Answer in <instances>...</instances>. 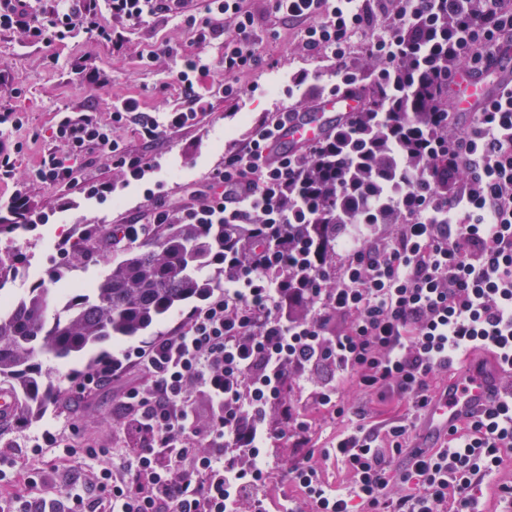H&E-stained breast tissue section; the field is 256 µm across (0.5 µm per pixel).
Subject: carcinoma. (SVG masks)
<instances>
[{"instance_id":"obj_1","label":"carcinoma","mask_w":512,"mask_h":512,"mask_svg":"<svg viewBox=\"0 0 512 512\" xmlns=\"http://www.w3.org/2000/svg\"><path fill=\"white\" fill-rule=\"evenodd\" d=\"M460 16L429 2L401 36V63L355 73L361 110L350 113L326 137L328 147L302 171L318 190L303 204L286 241L289 250L322 272L336 269L337 229L347 224H394L387 206L392 192L424 187L448 194L438 169L434 140L448 111V73L458 67L448 35L461 36ZM253 224H166L131 243L86 289L60 296L43 283L29 289L9 310L0 309V382L17 401L18 419L33 421L63 401L39 356L68 359L111 340L140 336L185 304L206 299L222 287L224 253L251 266L257 244ZM19 258L0 249V287L12 279Z\"/></svg>"}]
</instances>
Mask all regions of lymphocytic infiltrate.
Masks as SVG:
<instances>
[{
    "label": "lymphocytic infiltrate",
    "mask_w": 512,
    "mask_h": 512,
    "mask_svg": "<svg viewBox=\"0 0 512 512\" xmlns=\"http://www.w3.org/2000/svg\"><path fill=\"white\" fill-rule=\"evenodd\" d=\"M204 15L190 11L191 0H0V32H20L28 44L50 48L90 35L114 53L125 49V28L160 12L185 18L195 43L224 30V95L243 96L241 73L256 63L255 19L246 0H203ZM427 0H274L281 16L302 23V36L314 52L336 64L347 77L352 36L379 13L382 34L368 51L393 65L404 53L400 31ZM460 25L466 41L453 51L463 72L486 71L499 35L512 32V0H471ZM209 67L196 54L184 55L175 80L190 93L188 104L163 119L124 102L102 125L94 113H71L57 121L52 135L63 151H49L34 171L36 181L66 190L80 184L81 160L92 153L111 158L126 178L140 179L147 167L116 131L133 126L150 144L167 131L197 126L204 114L195 94L199 75ZM272 113L256 124L223 168L208 179L207 198L184 206L188 224H252L260 236L273 234L289 216L284 197L300 176L306 157L292 154L268 164L273 132L285 120ZM448 170L454 191L445 197L409 191L392 208L397 229L383 233L355 225L343 235L344 260L332 286L316 270L305 285L290 287V254L273 258L259 249L246 272H231L224 289L193 308L183 326L155 336L121 357L98 362L81 377L82 387L123 381L119 393L116 447L101 448L70 428L43 437L45 446L62 445L64 459L96 467L91 486H77L51 512H267L261 493L268 473L264 450L288 439L298 453L281 470L315 512H479L474 494L512 447V389L464 429H450L445 446L416 452L398 478H390L393 455L407 443L410 426L402 420L384 431L363 427L337 436L333 448L354 484L348 493L328 489L311 464L310 423L296 401L325 409L331 418L348 408L340 390L349 382L368 395H397L414 411L432 400L431 379L458 367L474 348L490 351L512 371V92L475 113L469 129L449 137ZM304 303L306 316H289L290 304ZM339 316L347 329L333 333ZM336 379L320 382V368ZM205 395L207 417L195 398ZM279 408L283 426L268 418Z\"/></svg>",
    "instance_id": "1"
}]
</instances>
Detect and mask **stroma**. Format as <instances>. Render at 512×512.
Masks as SVG:
<instances>
[{
    "label": "stroma",
    "mask_w": 512,
    "mask_h": 512,
    "mask_svg": "<svg viewBox=\"0 0 512 512\" xmlns=\"http://www.w3.org/2000/svg\"><path fill=\"white\" fill-rule=\"evenodd\" d=\"M247 4L255 18L257 62L240 75L245 93L235 100L225 98L219 85L224 41L233 35L229 29L223 37L199 47L183 18L159 13L127 29V51L122 55L113 54L110 47L86 34L52 50L31 46L16 32L0 34V67H8L11 73L9 82H0V113L13 111L23 118L22 128L10 135L12 141L21 143L22 150L15 156V184L0 183V222L12 221L10 197L18 184L28 192L33 203L31 215L36 219L34 225L0 236V248L23 258L19 278L25 287L52 280L62 288L73 280H96L107 260L123 257L125 244L105 245L102 256L78 262L65 278L58 280L54 273L62 259L63 242L101 224H127L140 219L150 191L158 195L171 221L181 220L187 198L195 191L207 192L208 176L223 168L225 156L238 148L251 126L291 102L300 110L315 105L325 89L336 83L334 62L309 50L299 24L276 15L272 0H247ZM166 47L172 48V55H163ZM197 52L210 65L209 73L200 78L197 86L207 109L203 121L190 129L167 131L149 148L142 146L131 128L119 131L131 148L144 150L152 162L141 180L124 181L111 160L97 154L83 167V186L61 192L29 180V173L41 157L59 146L51 137L58 113L92 110L102 124L108 125L113 109L131 97L139 101L141 112L151 116L180 109L188 97L173 75L182 55ZM296 81L301 82L303 92L289 96L288 87ZM103 181L112 185L111 199L100 201L84 194V186ZM187 313V308H180L146 334L127 341L103 343L63 361L43 359V368L63 388L66 403L50 407L43 418L27 425L13 420L0 425V438L11 442L21 462L30 458L35 438L48 431L59 433L71 425L98 445L111 447L117 425V391L107 384L89 393L81 392L78 374L102 357L119 355L126 346H138L168 332ZM344 396L350 406L345 418L332 421L323 410L306 406L301 412L311 422L317 441L313 464L331 488L346 492L353 478L335 456L329 455L332 439L357 425L371 429L400 419L415 423L420 415L394 396L382 400L350 387L345 388ZM56 454V449L47 448L41 455V494L45 497L85 483L92 476L91 468L77 461L65 469L54 468ZM266 455L270 473L263 492L271 512H285L289 499L297 495L296 487L280 471L281 463L293 457L291 444L284 440L273 442Z\"/></svg>",
    "instance_id": "1"
}]
</instances>
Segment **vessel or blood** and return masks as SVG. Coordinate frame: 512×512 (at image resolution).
Returning <instances> with one entry per match:
<instances>
[{"label": "vessel or blood", "instance_id": "vessel-or-blood-1", "mask_svg": "<svg viewBox=\"0 0 512 512\" xmlns=\"http://www.w3.org/2000/svg\"><path fill=\"white\" fill-rule=\"evenodd\" d=\"M493 70L495 78L489 83L474 75L466 77L458 111H480L490 98L512 89V33L503 34L498 39ZM358 105L357 96L343 93L291 114L272 139L271 158L280 159L284 154L324 137L335 127L337 119L354 111ZM502 376V368L496 364L479 372L449 370L447 386L437 393L420 420L418 447L438 446L451 425L487 406L502 391Z\"/></svg>", "mask_w": 512, "mask_h": 512}]
</instances>
